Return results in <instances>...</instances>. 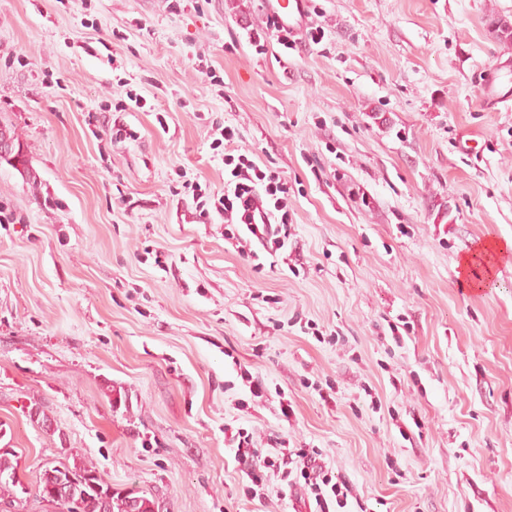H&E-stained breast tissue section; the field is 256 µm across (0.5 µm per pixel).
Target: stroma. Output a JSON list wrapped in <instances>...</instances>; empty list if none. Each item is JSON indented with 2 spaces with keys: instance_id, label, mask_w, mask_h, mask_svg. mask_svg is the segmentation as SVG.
Segmentation results:
<instances>
[{
  "instance_id": "35a3bbf8",
  "label": "stroma",
  "mask_w": 512,
  "mask_h": 512,
  "mask_svg": "<svg viewBox=\"0 0 512 512\" xmlns=\"http://www.w3.org/2000/svg\"><path fill=\"white\" fill-rule=\"evenodd\" d=\"M308 10L323 39L289 49L261 0H0V123L36 175L0 162L10 512H56L34 488L68 448L155 512H313L275 477L246 498L228 424L318 449L366 512H512V111L480 96L512 0ZM224 125L293 188L287 258L182 187L223 193Z\"/></svg>"
}]
</instances>
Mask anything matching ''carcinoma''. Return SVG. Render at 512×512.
<instances>
[{"label":"carcinoma","instance_id":"obj_1","mask_svg":"<svg viewBox=\"0 0 512 512\" xmlns=\"http://www.w3.org/2000/svg\"><path fill=\"white\" fill-rule=\"evenodd\" d=\"M13 455L12 450L0 449V499L16 497V488L21 485L17 480L16 465L11 461ZM69 472L86 482L81 490V512H154V503L145 497L109 492L112 485L102 479L96 468L75 456L70 462L43 468L36 483V496L44 502L54 501L56 484Z\"/></svg>","mask_w":512,"mask_h":512}]
</instances>
